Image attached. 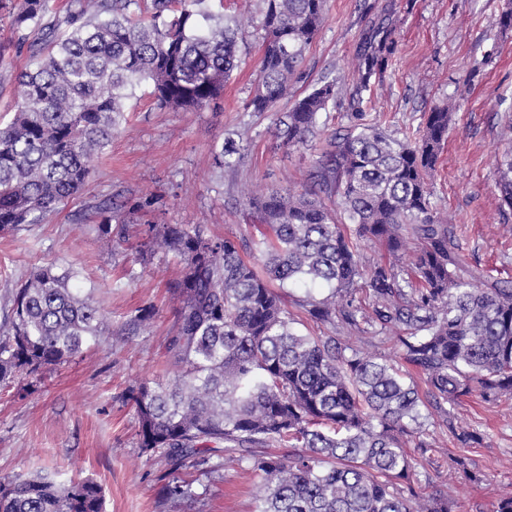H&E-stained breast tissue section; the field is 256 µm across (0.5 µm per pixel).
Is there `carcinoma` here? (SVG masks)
I'll list each match as a JSON object with an SVG mask.
<instances>
[{"label": "carcinoma", "mask_w": 512, "mask_h": 512, "mask_svg": "<svg viewBox=\"0 0 512 512\" xmlns=\"http://www.w3.org/2000/svg\"><path fill=\"white\" fill-rule=\"evenodd\" d=\"M211 2L151 0L141 19L139 0H73L62 30L50 0H0L16 48L27 54L15 112L0 125V235L42 223L84 188L92 156L111 142L141 81L151 82L159 106L177 112L223 93L240 27ZM260 2L265 37L248 108L264 113L288 97L325 12L324 0ZM394 32L386 12L359 43L349 90L322 80L278 120L283 145L303 146L329 104L349 94L350 132L326 140L309 189L246 196L270 230L260 244L200 224L148 227L146 246H161L183 268L169 284L180 302L166 344L177 375L129 391L139 448L173 473L246 465L261 481L255 512H450L447 493L420 500L414 490L405 448L415 437L416 447L429 448L421 409L467 445L475 436L448 420V407L469 395H512V280L469 264L454 226L430 201L450 113H428L412 142L387 135L363 107L362 93L389 64ZM496 187L512 210V149L497 165ZM98 212L95 231L110 240L124 215L107 205ZM364 241L388 260L365 265ZM275 283L304 289L296 307L347 335L300 332ZM0 286V393L102 334L105 315L72 269L35 266ZM360 343L392 344L426 389ZM273 445L286 452H264ZM163 494L190 497L193 480L175 477ZM102 509L103 489L92 479L62 486L41 472L0 477V512Z\"/></svg>", "instance_id": "cac0c4a2"}]
</instances>
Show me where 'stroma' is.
I'll return each instance as SVG.
<instances>
[{
    "label": "stroma",
    "instance_id": "1",
    "mask_svg": "<svg viewBox=\"0 0 512 512\" xmlns=\"http://www.w3.org/2000/svg\"><path fill=\"white\" fill-rule=\"evenodd\" d=\"M390 11L396 51L381 87L366 93L365 110L394 137L417 136L434 107L452 118L430 201L454 224L470 261L497 278L512 279V210L503 207L495 170L512 120V26L501 24L512 0H326V22L306 51L293 94L323 78L350 80L356 48L371 23ZM225 14L242 19L238 67L222 96L194 112L157 106L148 83L126 101L125 120L92 162L86 186L44 223L0 235V268L20 275L34 265L79 272L107 315L98 344L31 384L0 397V476L42 471L66 483L93 478L103 488L104 512H254L257 477L236 465L217 473L193 471L194 496L162 498L169 468L142 453L137 418L125 391L143 382L165 383L174 368L167 336L179 303L168 284L181 270L173 255L156 251L140 264L137 251L151 224H203L217 234L261 239L265 231L242 197L256 187L301 192L324 139L349 131V101L329 105L321 136L287 148L275 135L277 114L247 111L257 82L263 31L257 5L224 0ZM240 146L234 167L215 164L226 141ZM146 193L158 202L129 215L122 239L105 242L94 231L95 208L134 202ZM153 307L149 326L140 309ZM455 425L473 432L464 446L446 428L426 421L427 450L407 446L420 482L417 492L447 491L452 512H490L512 490V399L486 404L460 399ZM466 459L480 473L469 480L455 465Z\"/></svg>",
    "mask_w": 512,
    "mask_h": 512
}]
</instances>
